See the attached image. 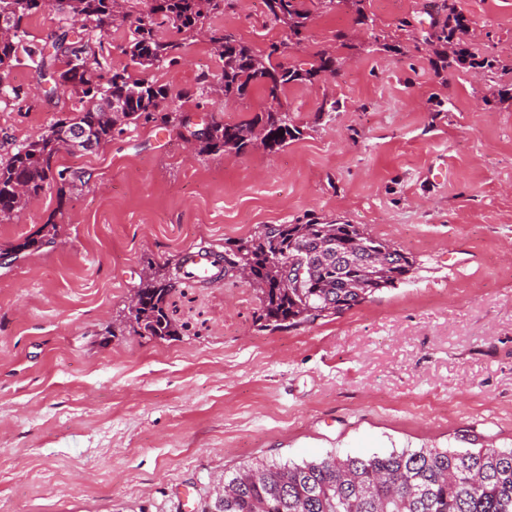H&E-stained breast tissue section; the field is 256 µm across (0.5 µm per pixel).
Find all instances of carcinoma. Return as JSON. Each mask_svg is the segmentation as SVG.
Wrapping results in <instances>:
<instances>
[{
  "label": "carcinoma",
  "mask_w": 512,
  "mask_h": 512,
  "mask_svg": "<svg viewBox=\"0 0 512 512\" xmlns=\"http://www.w3.org/2000/svg\"><path fill=\"white\" fill-rule=\"evenodd\" d=\"M267 19L288 29L285 39L261 52L228 28L209 25L211 16L232 6V0H69L58 6L65 21L81 16L82 32L63 25L52 50L25 39L27 20L46 0H0V15L12 21L13 33L0 38V70L24 57L41 77L75 98L70 127L89 131L95 146L123 135L140 122L165 125L169 89L146 78H135L129 67H173L183 57L186 41L205 36L223 62L222 73L205 75L200 94L243 100L257 89L267 106L251 120L210 123L209 134L194 144L202 154L243 155L253 149L278 150L302 134L281 96L291 84H312L336 77L341 61L330 48L318 49L307 65L284 61L289 48L305 39L313 13L346 2L354 23L371 29L374 20L365 0H263ZM430 22L413 36L414 47L433 53L437 70L466 69L498 82L512 72V55H478L475 38L458 0H435ZM119 23L129 27L124 49L130 65L110 66L102 31ZM170 24L179 39L157 34ZM115 103L120 111H110ZM61 144L33 137L0 158V219L8 220L53 187L58 193L76 173L58 170L54 158ZM367 247L361 248L358 242ZM391 245L361 224L261 225L244 241L224 250V271L248 270L249 285L260 294L264 326L297 327L338 317L376 292L406 280L416 260L389 252ZM303 269L301 278L283 283L281 265ZM174 277L157 270L142 278L134 294L139 308L126 325L139 336L169 340L178 335L166 311ZM224 498H202L197 512H512V448H403L368 456L292 461L258 460L224 473Z\"/></svg>",
  "instance_id": "carcinoma-1"
}]
</instances>
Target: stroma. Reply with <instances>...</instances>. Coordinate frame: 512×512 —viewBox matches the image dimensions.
I'll use <instances>...</instances> for the list:
<instances>
[{
  "instance_id": "obj_1",
  "label": "stroma",
  "mask_w": 512,
  "mask_h": 512,
  "mask_svg": "<svg viewBox=\"0 0 512 512\" xmlns=\"http://www.w3.org/2000/svg\"><path fill=\"white\" fill-rule=\"evenodd\" d=\"M427 3L366 0L370 30L344 0L314 13L292 61L332 46L343 65L286 89L301 134L283 149L192 155L179 123L143 124L59 152L56 168L80 183L0 221L2 252L57 225L51 243L0 263V512H175L262 459L512 448V101L412 50ZM459 5L477 48L512 47V0ZM264 11L237 0L210 22L262 50L287 32ZM375 33L404 53L368 51ZM221 67L199 39L178 66L143 75L189 117L250 120L261 93L232 107L197 95ZM0 84L28 94L0 102V156L75 105L30 64ZM326 99L339 109L315 123ZM312 218L364 225L419 267L340 317L289 329L260 327L258 296L236 276L184 280L168 297L178 336L118 332L147 266Z\"/></svg>"
}]
</instances>
